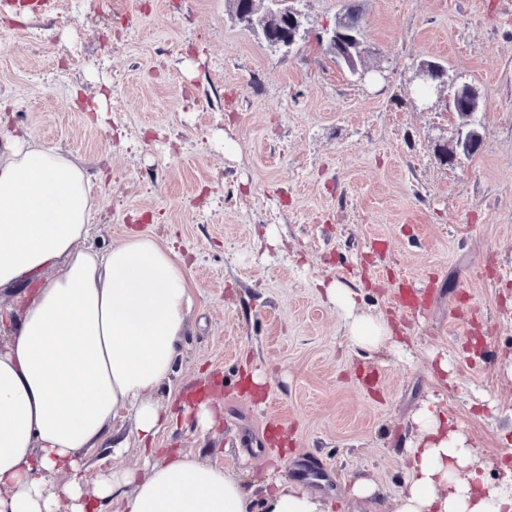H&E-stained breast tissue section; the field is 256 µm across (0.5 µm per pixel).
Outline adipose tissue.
Listing matches in <instances>:
<instances>
[{
	"label": "adipose tissue",
	"instance_id": "1",
	"mask_svg": "<svg viewBox=\"0 0 512 512\" xmlns=\"http://www.w3.org/2000/svg\"><path fill=\"white\" fill-rule=\"evenodd\" d=\"M97 214L84 165L23 134L0 144V512H321L284 479L256 493L227 469L176 453L155 460L174 414L151 395L170 382L192 308L185 268L155 237L134 231L105 251L87 246ZM321 289L352 345L397 350L380 316L357 311L340 281ZM135 418L140 470L109 468L87 488L83 454L122 440L109 426ZM421 435L393 512H512V492L489 485L480 460L434 402L414 414Z\"/></svg>",
	"mask_w": 512,
	"mask_h": 512
}]
</instances>
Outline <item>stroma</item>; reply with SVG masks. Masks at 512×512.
Returning a JSON list of instances; mask_svg holds the SVG:
<instances>
[{
    "label": "stroma",
    "instance_id": "stroma-1",
    "mask_svg": "<svg viewBox=\"0 0 512 512\" xmlns=\"http://www.w3.org/2000/svg\"><path fill=\"white\" fill-rule=\"evenodd\" d=\"M365 29L358 78L326 51L345 3ZM300 36L268 44L230 0H48L0 10V137L83 160L100 200L87 245L130 230L186 259L192 310L155 438L250 485L282 476L330 512H392L436 399L500 484L512 450V0H296ZM433 60L450 87L416 100ZM477 87L478 149L452 87ZM359 293L403 355L351 347L314 279ZM419 312L398 310L402 285ZM480 338V353L469 346ZM448 373L439 377L438 359ZM262 383H255V376ZM319 467H309V459ZM355 477L385 487L350 500Z\"/></svg>",
    "mask_w": 512,
    "mask_h": 512
}]
</instances>
